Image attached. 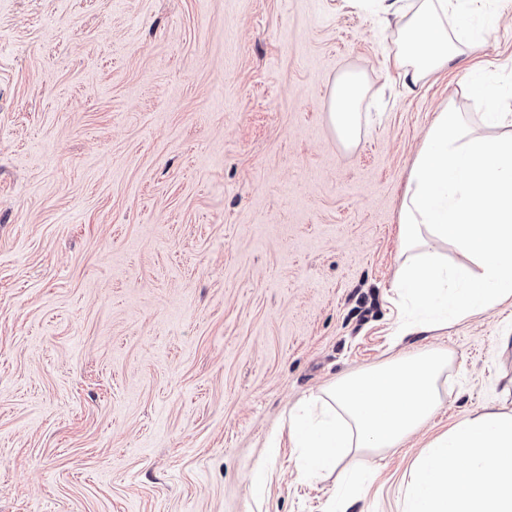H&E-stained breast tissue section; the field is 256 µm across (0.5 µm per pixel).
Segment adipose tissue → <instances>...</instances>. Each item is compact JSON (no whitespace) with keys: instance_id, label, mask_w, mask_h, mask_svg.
Instances as JSON below:
<instances>
[{"instance_id":"ef3b65f1","label":"adipose tissue","mask_w":512,"mask_h":512,"mask_svg":"<svg viewBox=\"0 0 512 512\" xmlns=\"http://www.w3.org/2000/svg\"><path fill=\"white\" fill-rule=\"evenodd\" d=\"M398 42L388 61L405 86L448 67L487 28L457 22L473 0H377ZM367 83L349 72L335 81L329 120L344 145L361 134ZM472 97L487 103L481 124L455 106L430 125L400 208L397 277L399 330L393 343L512 299V113L494 109L498 88L482 79ZM454 246L465 260L443 254ZM446 355L427 349L346 376L321 389L289 420L304 468L332 470L349 454L395 447L444 400ZM402 512H512V414L467 415L428 443L408 484Z\"/></svg>"}]
</instances>
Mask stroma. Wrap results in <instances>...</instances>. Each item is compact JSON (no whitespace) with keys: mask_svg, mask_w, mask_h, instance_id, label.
I'll return each instance as SVG.
<instances>
[{"mask_svg":"<svg viewBox=\"0 0 512 512\" xmlns=\"http://www.w3.org/2000/svg\"><path fill=\"white\" fill-rule=\"evenodd\" d=\"M404 87L357 0H0V512H333L288 413L392 356L446 350L448 394L347 459L348 512H402L424 446L512 414V303L400 345V206L475 66L512 94V6ZM362 72L372 121L331 129ZM366 93V81L354 72L342 75L332 87L329 120L345 146L354 144L361 134V109Z\"/></svg>","mask_w":512,"mask_h":512,"instance_id":"1","label":"stroma"}]
</instances>
